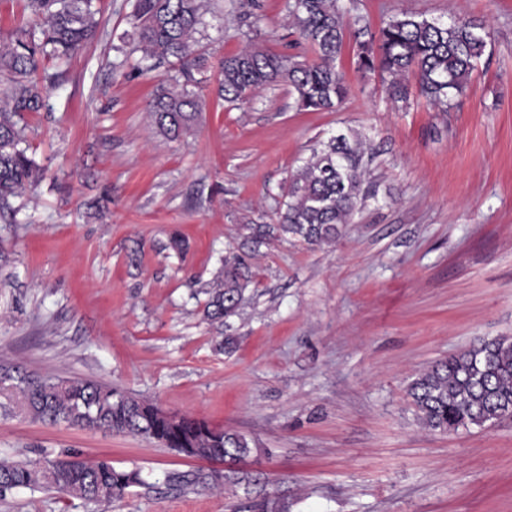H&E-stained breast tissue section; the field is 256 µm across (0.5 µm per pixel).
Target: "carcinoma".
I'll list each match as a JSON object with an SVG mask.
<instances>
[{
  "label": "carcinoma",
  "mask_w": 512,
  "mask_h": 512,
  "mask_svg": "<svg viewBox=\"0 0 512 512\" xmlns=\"http://www.w3.org/2000/svg\"><path fill=\"white\" fill-rule=\"evenodd\" d=\"M208 0H131V30L125 37L142 52L141 71L160 64L178 66L180 77L159 87L147 105L157 133L178 139L196 124L202 102L188 90L195 74L207 69L196 34L204 24ZM34 22L0 38V79L9 84L0 104V211L22 197L38 178L20 122L44 107L47 92L64 75L60 66L81 47L98 39L103 18L97 0H27ZM288 15L313 48L311 61H297L248 44L221 62L215 89L219 99L243 101L257 89L286 80L300 112H329L344 98V73L336 59L348 28L341 0H290ZM356 64L379 74L390 95L407 100L415 77L430 106L447 111L463 94L485 54L484 25L466 18L449 23L403 13L379 30L364 25L353 32ZM53 60L51 72L43 62ZM364 150L343 135L313 150L288 184L286 201L274 224H245L237 247L224 255L209 283L205 317L219 329L235 315L252 281L259 249L272 240L293 238L311 246L329 245L341 236L361 196ZM422 424L439 432L483 426L512 417V336L484 340L420 372L408 386ZM0 409L17 410L33 420L90 430L126 433L182 448L189 458L224 464V470L173 472L167 481L181 488H215L225 482L251 484L235 465L254 452L245 435L204 419L158 416L152 402L89 380H65L8 367L0 376ZM139 471L117 469L107 460L84 461L77 453L20 462L0 461V497L20 487L42 486L76 494L95 503L121 499L142 485Z\"/></svg>",
  "instance_id": "cac0c4a2"
}]
</instances>
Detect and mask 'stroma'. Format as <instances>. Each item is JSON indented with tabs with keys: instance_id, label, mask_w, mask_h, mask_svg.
<instances>
[{
	"instance_id": "stroma-1",
	"label": "stroma",
	"mask_w": 512,
	"mask_h": 512,
	"mask_svg": "<svg viewBox=\"0 0 512 512\" xmlns=\"http://www.w3.org/2000/svg\"><path fill=\"white\" fill-rule=\"evenodd\" d=\"M287 0H211L198 40L208 79L248 44L297 60L311 47ZM98 41L71 57L46 107L26 118L41 168L0 217V363L91 380L254 439L240 471L266 487L172 489L198 459L138 436L0 415V456L76 452L139 470L142 485L98 505L19 488L0 512H512V417L440 433L407 395L415 375L512 336V0H350L348 24L413 13L483 23L490 44L467 91L438 112L389 98L355 64L333 112H300L280 82L229 104L203 88L194 129L170 141L146 104L169 65L140 75L114 47L129 0H99ZM372 150L374 189L332 246L263 247L223 333L203 315L208 282L244 224L274 223L285 189L331 136ZM185 255L169 247L173 234ZM234 339L224 348L223 336Z\"/></svg>"
}]
</instances>
